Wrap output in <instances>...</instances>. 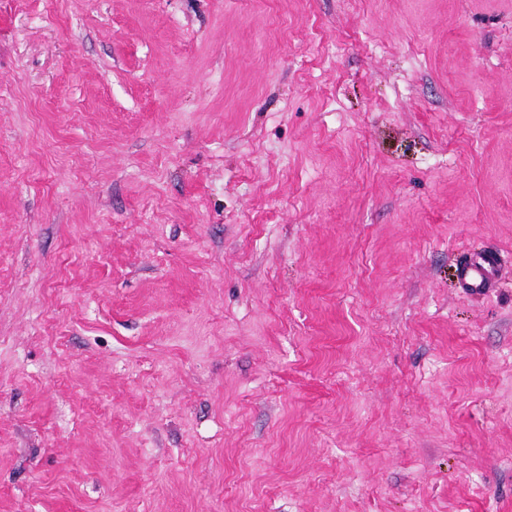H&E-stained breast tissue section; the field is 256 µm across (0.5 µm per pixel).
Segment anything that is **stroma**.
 Masks as SVG:
<instances>
[{"instance_id": "1", "label": "stroma", "mask_w": 512, "mask_h": 512, "mask_svg": "<svg viewBox=\"0 0 512 512\" xmlns=\"http://www.w3.org/2000/svg\"><path fill=\"white\" fill-rule=\"evenodd\" d=\"M0 512H512V0H0ZM498 262L488 258H473L460 267L461 287L473 294H480L487 288H495L499 282L496 274Z\"/></svg>"}]
</instances>
